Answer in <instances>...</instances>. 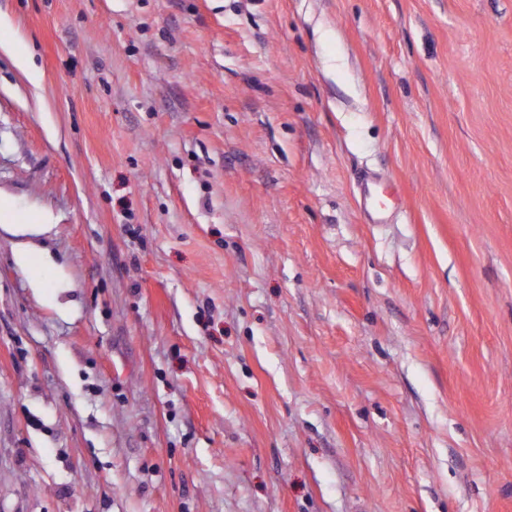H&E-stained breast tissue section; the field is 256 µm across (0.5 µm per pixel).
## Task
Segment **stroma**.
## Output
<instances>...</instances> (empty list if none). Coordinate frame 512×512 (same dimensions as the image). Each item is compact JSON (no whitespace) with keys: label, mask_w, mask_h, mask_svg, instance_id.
I'll return each mask as SVG.
<instances>
[{"label":"stroma","mask_w":512,"mask_h":512,"mask_svg":"<svg viewBox=\"0 0 512 512\" xmlns=\"http://www.w3.org/2000/svg\"><path fill=\"white\" fill-rule=\"evenodd\" d=\"M0 193V512H512V0H0ZM16 211L11 200L0 196V230H5L14 235H37L45 224H18Z\"/></svg>","instance_id":"1"}]
</instances>
